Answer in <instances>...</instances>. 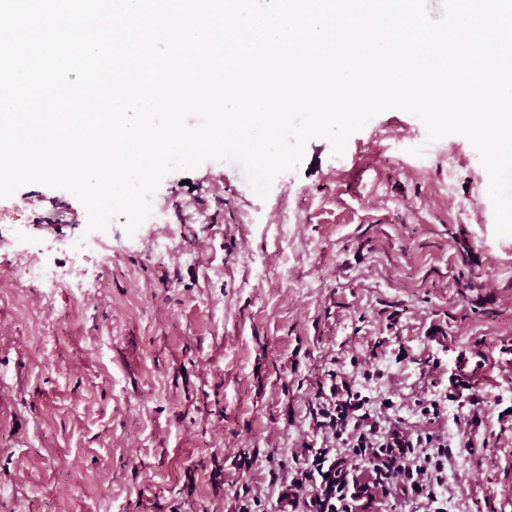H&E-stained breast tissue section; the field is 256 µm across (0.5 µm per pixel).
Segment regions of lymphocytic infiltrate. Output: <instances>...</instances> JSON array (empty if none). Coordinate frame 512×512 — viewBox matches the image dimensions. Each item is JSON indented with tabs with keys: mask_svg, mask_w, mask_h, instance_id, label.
<instances>
[{
	"mask_svg": "<svg viewBox=\"0 0 512 512\" xmlns=\"http://www.w3.org/2000/svg\"><path fill=\"white\" fill-rule=\"evenodd\" d=\"M483 401L464 379L447 394L425 396L413 404L424 419L411 429L392 399L375 402L346 377L331 374L309 403L316 437L290 460L269 470L280 512H448V465L458 442L444 420L457 404L456 421L468 432L479 429L476 409Z\"/></svg>",
	"mask_w": 512,
	"mask_h": 512,
	"instance_id": "lymphocytic-infiltrate-1",
	"label": "lymphocytic infiltrate"
}]
</instances>
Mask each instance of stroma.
<instances>
[{"instance_id": "35a3bbf8", "label": "stroma", "mask_w": 512, "mask_h": 512, "mask_svg": "<svg viewBox=\"0 0 512 512\" xmlns=\"http://www.w3.org/2000/svg\"><path fill=\"white\" fill-rule=\"evenodd\" d=\"M426 137L385 110L342 155L310 139L264 198L219 162L172 172L155 194L170 251L163 224L115 222L78 272L73 194L0 198L18 235L0 247V512H237L245 485L268 507L270 463L312 439L329 373L405 414L462 369L485 403L473 435L448 406V508L512 512V236L470 141ZM37 248L57 287L20 285Z\"/></svg>"}]
</instances>
